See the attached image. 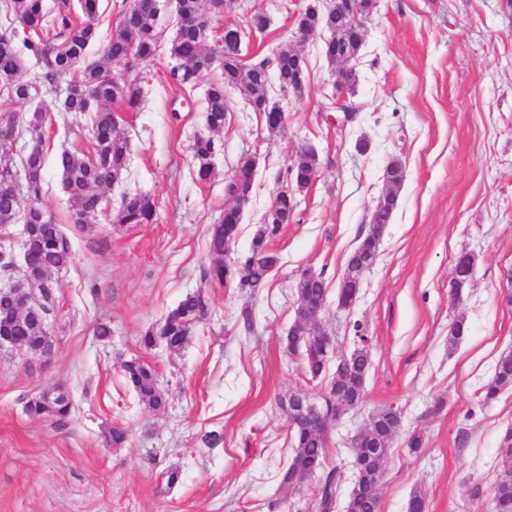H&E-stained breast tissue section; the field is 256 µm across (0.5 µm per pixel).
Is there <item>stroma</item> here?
Returning a JSON list of instances; mask_svg holds the SVG:
<instances>
[{
	"instance_id": "35a3bbf8",
	"label": "stroma",
	"mask_w": 512,
	"mask_h": 512,
	"mask_svg": "<svg viewBox=\"0 0 512 512\" xmlns=\"http://www.w3.org/2000/svg\"><path fill=\"white\" fill-rule=\"evenodd\" d=\"M253 11L266 12L270 24L244 54L254 62L301 48L307 80L300 95L284 100L285 126L275 134L231 93L224 152L208 183L197 182L188 149L207 131L208 77L188 95L163 67L136 69L129 76L144 80V101L122 123L127 169L107 194L108 210L72 223L56 162L62 151L88 150L89 121H73L44 97L51 118L42 201L59 218L74 260L57 275L51 359L30 365L0 356V512H269L273 501L279 512H314L311 484L281 483L292 447L277 402L295 389L317 391L283 344L307 270L326 281L323 324L340 354L355 348L350 322L364 323L371 338L364 403L330 433L335 512H344L355 482L349 442L370 413L387 407L400 411L401 427L384 466L380 512H406L417 490L426 512H495L512 389L487 403L481 388L512 348V0H377L353 62L360 110L347 124L324 108L333 92L324 33L298 42L293 15L271 0H239L213 27L244 23ZM307 148L318 154L319 176L297 193L293 219L269 242L280 261L266 288L254 294L234 281L203 284L207 228L224 207L239 158L254 156L257 176L236 257L249 252L285 186L291 156ZM394 159L406 179L379 260L353 309L338 310L346 258ZM140 190L153 196L156 222L113 223L121 194ZM463 252L475 268L456 306L448 281ZM201 288L211 310L189 344L143 350L142 334ZM245 308L254 320L248 334L239 325ZM460 316L466 332L453 345L448 332ZM101 321L112 324L110 340L94 335ZM134 357L157 370L164 410L145 407L124 382L119 364ZM58 384L71 396L69 424L29 417L26 402ZM115 425L131 431L120 448L107 442ZM212 429L223 431L224 443L204 447L199 436ZM414 433L424 440L415 454L407 446ZM171 469L181 474L172 488Z\"/></svg>"
}]
</instances>
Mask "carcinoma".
Here are the masks:
<instances>
[{"instance_id":"carcinoma-1","label":"carcinoma","mask_w":512,"mask_h":512,"mask_svg":"<svg viewBox=\"0 0 512 512\" xmlns=\"http://www.w3.org/2000/svg\"><path fill=\"white\" fill-rule=\"evenodd\" d=\"M101 0H60L49 7L45 0H3L6 27L0 33V95L16 104L29 103V86L21 78L24 59L15 48V41L22 42L27 55L35 60L45 58L53 51V62L42 64L39 71V86L45 94L65 82L75 85L69 101L60 106L74 117L90 115L88 128L91 151L79 155L64 151L57 159V169L69 197L75 201L84 216L94 217L105 210L106 193L118 182L129 161V140L121 128L112 106L125 112L139 110L143 100V89L134 82L117 81L113 71L117 67L131 69L136 66H151L161 60V39L157 12L146 4L129 5L119 23L106 40L101 53L94 55L92 49L100 41L95 21ZM179 13L190 20L200 13L215 18L224 12V0H178ZM296 31L311 35L320 29L338 31L341 41L325 42L323 53L333 55L345 51L356 57L363 41V21L355 20L347 13L330 17L324 12H315L305 6L294 12ZM269 26V17L263 12L250 13L243 27L259 34ZM243 52V41L224 37L221 42H209L207 32L189 24L176 27L175 36L167 48L174 65L167 74L171 80L186 89H193L196 80L204 73L219 70L220 77L209 85L204 97L205 119L209 134L200 135L189 145L198 180L209 181L214 174V160L224 151L226 113L231 104L227 91L234 90L247 103L264 114L267 128L280 131L285 124L283 107L267 103V87L271 78H276L282 94H297L304 82L296 79L294 62L283 50L272 60L243 65L239 62ZM16 131L24 139L23 160L33 172L25 188L13 185V158L0 150V226H10L20 220L27 226L26 277L35 279L34 288L42 299L55 305L60 285L52 278L71 265L74 253L69 238L56 217L41 202L44 170L43 126L29 128L20 112H1L0 124ZM318 167L315 153L298 152L286 168V180L292 185L305 183L309 174ZM253 181L240 184L230 181L226 192L230 198L251 197ZM275 201L278 216L262 225L252 241L251 251L244 257L231 259L226 265L225 257L231 254L241 224L240 210L232 202L224 204L218 219L208 227V246L212 262L202 267L201 280L220 284L238 278L239 286L257 293L266 287L275 253L268 248V240L278 234L281 226L295 214L294 199L280 191ZM156 220V205L153 197L145 192L123 194L114 224H152ZM374 228L368 227L359 237L358 244L349 254L344 274L356 277L371 268L377 261L372 242ZM327 287L323 277L316 280L302 278L297 284V304L321 306L326 303ZM210 308V298L199 289L186 294L166 317L141 336V344L150 350L157 340H162L170 351L184 348L191 337L194 325ZM47 325L31 315H21L13 323L12 331L28 349L41 348ZM352 331L358 347L349 357V367L344 373L327 375L328 360L318 343L319 326L313 318L296 325L294 335L285 338V348L290 355L300 357V366L306 379L324 385V397L330 402L329 411L336 413L332 400L340 395L345 399L343 412L362 406L364 392L358 388L359 380L367 377L370 370L369 339L364 325L352 323ZM125 382L136 392L139 400L148 408L160 411L167 400L158 385L155 369L141 358H132L120 364ZM512 388V349L501 353L497 360L491 382L485 388V398L493 399L503 390ZM72 402L49 403L43 395L34 396L26 403V412L32 418H48L59 426L68 423ZM367 426L376 431L384 445L382 451H391L392 441L401 426L400 413L392 408L374 411ZM293 456L282 473V484L290 487L302 483L309 471L319 473L313 486L315 512H334L336 508V473L327 469L330 441L329 435L303 424L289 428ZM386 457L376 454V449H363V466L358 473L360 492L346 504L345 512H378L381 500L382 479ZM498 512H512V434L505 439L502 450L501 472L495 488Z\"/></svg>"}]
</instances>
